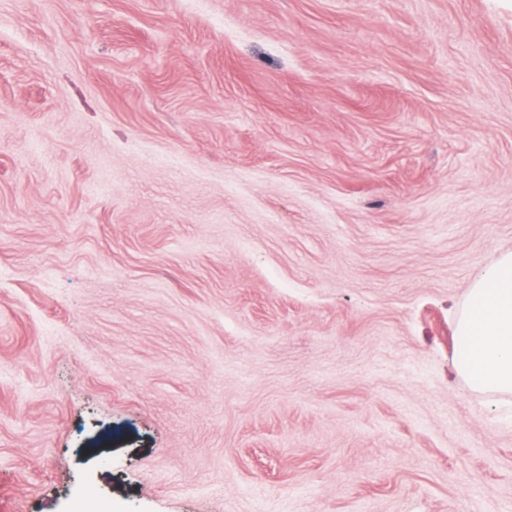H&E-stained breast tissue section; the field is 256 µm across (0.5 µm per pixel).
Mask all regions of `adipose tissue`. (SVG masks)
Wrapping results in <instances>:
<instances>
[{
	"label": "adipose tissue",
	"instance_id": "obj_1",
	"mask_svg": "<svg viewBox=\"0 0 512 512\" xmlns=\"http://www.w3.org/2000/svg\"><path fill=\"white\" fill-rule=\"evenodd\" d=\"M454 366L474 391L512 395V252L473 278Z\"/></svg>",
	"mask_w": 512,
	"mask_h": 512
}]
</instances>
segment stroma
<instances>
[{
  "instance_id": "obj_1",
  "label": "stroma",
  "mask_w": 512,
  "mask_h": 512,
  "mask_svg": "<svg viewBox=\"0 0 512 512\" xmlns=\"http://www.w3.org/2000/svg\"><path fill=\"white\" fill-rule=\"evenodd\" d=\"M510 251L512 0H0V512H512ZM454 366L474 391L512 395V252L473 278Z\"/></svg>"
}]
</instances>
